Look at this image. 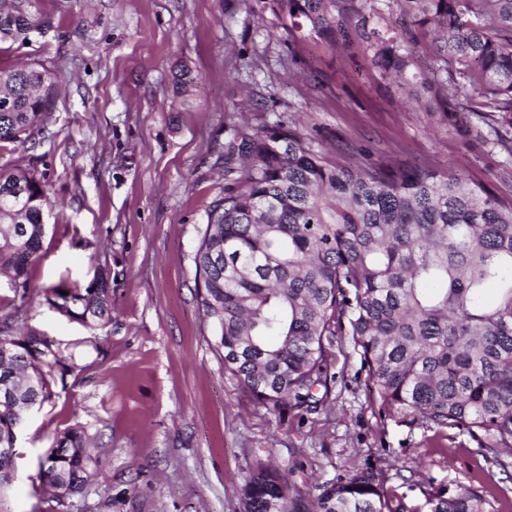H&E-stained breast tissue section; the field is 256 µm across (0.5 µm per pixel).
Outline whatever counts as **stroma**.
<instances>
[{
    "instance_id": "35a3bbf8",
    "label": "stroma",
    "mask_w": 512,
    "mask_h": 512,
    "mask_svg": "<svg viewBox=\"0 0 512 512\" xmlns=\"http://www.w3.org/2000/svg\"><path fill=\"white\" fill-rule=\"evenodd\" d=\"M30 11L42 29L0 53V66L57 75L44 124L0 143V166L30 169L49 197L30 283L84 289L107 271L112 321L89 331L0 282V318L79 365L20 429L0 512H242L260 462L294 468L303 492L368 468L408 507L474 486L512 512V454L381 415L348 336L332 339L315 411L259 405L214 349L192 261L224 193L230 128L281 120L342 165L442 169L512 197V155L484 120L469 135L427 111L430 91L411 92L359 44L287 38L267 0H31ZM184 65L199 80L189 100L174 82ZM76 424L95 436L107 480L60 506L39 465Z\"/></svg>"
}]
</instances>
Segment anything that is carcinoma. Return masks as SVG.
Here are the masks:
<instances>
[{"label": "carcinoma", "mask_w": 512, "mask_h": 512, "mask_svg": "<svg viewBox=\"0 0 512 512\" xmlns=\"http://www.w3.org/2000/svg\"><path fill=\"white\" fill-rule=\"evenodd\" d=\"M400 25L379 28L373 0H269L285 32L336 44L356 37L371 61L409 85L415 32L434 35L446 78L437 108L463 118L475 101L501 114L496 143L512 154V0H395ZM29 0L0 7V43L37 27ZM191 98L197 77L176 76ZM55 75L40 64L0 66V142L41 123ZM224 195L207 211L194 253L195 288L224 369L260 405L311 410L329 365L326 344L348 325L380 412L467 433L512 451V199L435 169L356 170L330 161L278 122L224 143ZM46 191L34 173L0 167V278L25 299L39 257ZM46 301L90 330L112 320L107 277ZM79 366L45 338L0 321V447ZM82 425L56 436L40 465L59 504L102 478ZM258 464L244 512H495L483 492L437 491L425 507H392L370 472L315 486Z\"/></svg>", "instance_id": "carcinoma-1"}]
</instances>
